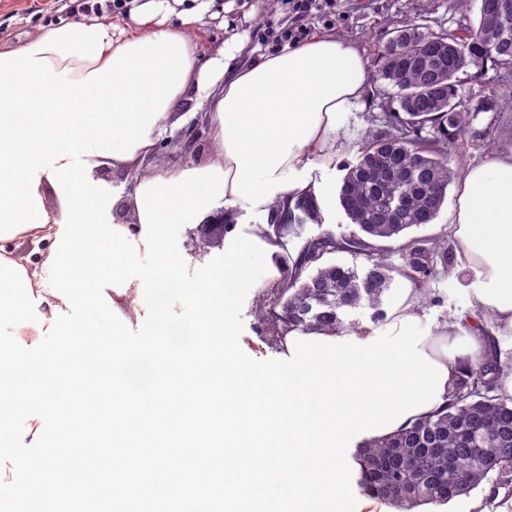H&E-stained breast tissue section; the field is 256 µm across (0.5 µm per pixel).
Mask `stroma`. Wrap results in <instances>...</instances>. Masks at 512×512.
I'll return each mask as SVG.
<instances>
[{"mask_svg": "<svg viewBox=\"0 0 512 512\" xmlns=\"http://www.w3.org/2000/svg\"><path fill=\"white\" fill-rule=\"evenodd\" d=\"M57 7L56 0H0V46L22 45L46 26ZM478 15L477 0H471L466 8L457 0H336L331 15L314 21L309 34L335 35L349 41L363 52L370 70L375 71L381 64L383 44L403 26L414 23L434 32L453 31L477 23ZM291 22L288 0H211L193 34L205 61L218 57L226 39L240 36L243 49L237 61L245 64L275 50L278 35ZM457 79L465 107L478 110L479 116L450 147L452 168L512 152V76L492 68L480 75L470 69L458 73ZM492 96L498 107L480 111V104ZM397 109L391 90L380 81L370 80L361 107L340 119L335 156L316 159L311 177L337 189L346 168L356 163L360 146L382 131L384 114ZM179 110L196 113L197 118L168 131L157 146V161L169 166L207 163L211 159L208 131L198 118L205 107L196 91L187 93ZM474 286L475 277L468 270L432 283L428 299L420 306L423 331L435 334L454 325L457 314L468 311ZM272 299L270 289L254 288L243 304L240 345L255 360L278 356L277 336L266 320ZM413 512H512V492L490 480L470 495L444 505H422Z\"/></svg>", "mask_w": 512, "mask_h": 512, "instance_id": "1", "label": "stroma"}]
</instances>
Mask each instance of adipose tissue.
I'll use <instances>...</instances> for the list:
<instances>
[{
    "instance_id": "ef3b65f1",
    "label": "adipose tissue",
    "mask_w": 512,
    "mask_h": 512,
    "mask_svg": "<svg viewBox=\"0 0 512 512\" xmlns=\"http://www.w3.org/2000/svg\"><path fill=\"white\" fill-rule=\"evenodd\" d=\"M207 8L206 0H197L179 13L178 25L162 20L152 29L148 23L162 5L160 0H147L131 10L136 28L104 21L107 35L99 61L64 59L52 51L46 57L55 71L69 70L71 78L78 80L97 69L99 62L108 61L119 46L158 31L179 36L185 41L190 64L185 85L205 91L209 105L205 119L210 128V163L228 173V204L205 213V220L221 216L234 220L238 202L247 203L263 220L272 215L286 218L289 209L305 198L325 207L327 190L303 173L314 159L335 149L342 114L360 106L370 79L366 59L350 42L318 35L240 66L236 58L241 45L233 37L224 43L220 58L224 86L217 89L208 81L212 64L201 61L190 34L191 25L201 20ZM167 122L164 116L155 122L148 145L135 149L133 157L97 155L93 166L134 172L135 186L158 177H178L179 169L162 167L154 160ZM457 181L458 206L449 216L458 245L455 268L472 271L477 279L470 296V305L478 314L476 335L466 350L480 356L485 337L491 336L499 360L504 361L512 356V153L464 164ZM58 219L52 211L47 224L19 232L17 239L36 247L27 258L16 257L15 239L0 240V317L25 323L30 304L37 301L45 306L44 322L55 325L64 302L49 293L42 281L59 231Z\"/></svg>"
}]
</instances>
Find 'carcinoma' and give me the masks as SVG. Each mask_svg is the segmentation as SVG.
<instances>
[{
    "label": "carcinoma",
    "mask_w": 512,
    "mask_h": 512,
    "mask_svg": "<svg viewBox=\"0 0 512 512\" xmlns=\"http://www.w3.org/2000/svg\"><path fill=\"white\" fill-rule=\"evenodd\" d=\"M377 80L393 90L400 111L386 116L384 134L367 141L347 168L338 192L340 207L360 234L308 239L284 267L285 287L274 289L269 315L285 329L340 331L346 308L368 306L375 317L394 275L411 283L424 301L431 282L448 274L452 253L439 238L406 237L434 223L454 171L448 146L477 113L461 108L456 75L487 66L512 71V0H480L476 24L431 33L407 25L380 54ZM321 222L317 205L298 201L276 238H298L306 222ZM399 240V265L375 256L368 240ZM346 252L365 260L354 266L324 262ZM310 274H305L308 268ZM497 358L457 364L446 402L407 427L364 441L355 460L358 483L371 499L410 510L468 496L494 473L512 486V398L496 388Z\"/></svg>",
    "instance_id": "carcinoma-1"
}]
</instances>
